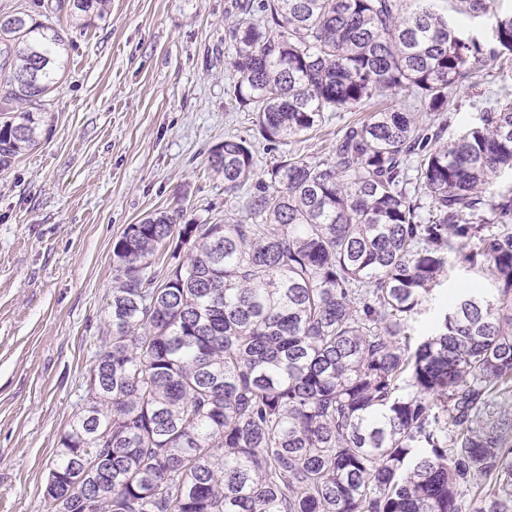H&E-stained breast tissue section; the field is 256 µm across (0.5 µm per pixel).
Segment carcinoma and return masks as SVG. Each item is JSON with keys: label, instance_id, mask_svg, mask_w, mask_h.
I'll return each mask as SVG.
<instances>
[{"label": "carcinoma", "instance_id": "cac0c4a2", "mask_svg": "<svg viewBox=\"0 0 512 512\" xmlns=\"http://www.w3.org/2000/svg\"><path fill=\"white\" fill-rule=\"evenodd\" d=\"M262 0L229 29L235 99L263 139L327 112V156L253 180L252 145L210 151L251 222L152 213L116 241L112 330L60 439L51 512H512V102L446 141L448 90L512 59L499 0ZM109 0H73L103 16ZM68 48L27 11L0 17V163L39 140L32 110ZM188 246L180 256L181 245ZM462 261L491 283L413 322Z\"/></svg>", "mask_w": 512, "mask_h": 512}]
</instances>
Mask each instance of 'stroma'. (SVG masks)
I'll return each mask as SVG.
<instances>
[{
	"mask_svg": "<svg viewBox=\"0 0 512 512\" xmlns=\"http://www.w3.org/2000/svg\"><path fill=\"white\" fill-rule=\"evenodd\" d=\"M54 4L0 0V16L30 10L69 45L39 145L0 165V512H48L58 441L109 328L125 227L156 211L181 224L245 219L209 166L212 147L247 138L263 178L285 158L326 155L353 119L329 113L273 147L257 134L233 93L237 0H110L85 29ZM449 95L453 136L512 100V68L491 64Z\"/></svg>",
	"mask_w": 512,
	"mask_h": 512,
	"instance_id": "1",
	"label": "stroma"
}]
</instances>
